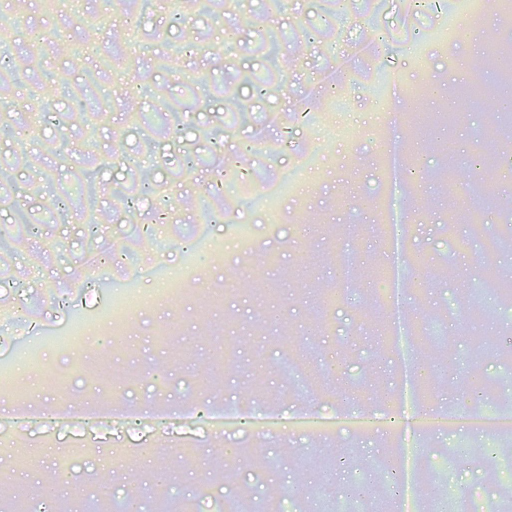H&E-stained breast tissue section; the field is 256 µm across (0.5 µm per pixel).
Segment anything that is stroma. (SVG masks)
I'll return each instance as SVG.
<instances>
[{"instance_id": "35a3bbf8", "label": "stroma", "mask_w": 512, "mask_h": 512, "mask_svg": "<svg viewBox=\"0 0 512 512\" xmlns=\"http://www.w3.org/2000/svg\"><path fill=\"white\" fill-rule=\"evenodd\" d=\"M116 0H77L64 10L29 0H0V22L14 24L21 46L40 36L47 51L43 70L71 81L97 77L85 93L56 96L40 122L34 81L0 92V117L13 126L34 123L25 157L10 175L19 189L53 177L54 191L70 190L64 206L40 212V225L13 254L0 283V310L12 314L0 337V400L29 414L18 431L0 418V491L27 494L47 488L50 508L78 512L79 494L150 502L156 474L168 470L170 491L217 512L221 488L251 489L252 512H266L280 487L289 494L284 512H328L349 478L363 481L371 502L387 483L384 461L412 449L415 467L433 463L447 472L452 494L468 512H492L512 478L496 473L492 457L512 440V403H475L468 391L474 372L512 381V360L483 357L469 337H495L512 345V304L479 290L485 261L512 277V145L503 147L493 179L504 210L495 219L498 251L474 247L456 252L464 224L449 226L454 200L472 179L469 160L481 150L480 130L492 118L464 103L429 95L420 109H449L457 116L448 152L412 150L407 138L412 88L472 78L487 52L512 39V15L479 0H332L334 25L321 17L325 0H231L215 17L187 14L172 21L159 0H147L137 19L135 44L115 41L110 28L125 18ZM354 19L349 49L337 43V23ZM284 31L282 75L264 91L250 90L247 122L234 121L231 103L207 108L208 90L197 87L199 105L181 124L167 123L166 105L181 98L189 76L208 74L210 53L224 56L228 72L245 69L253 56L235 42L246 24ZM472 29L466 40L458 28ZM192 41L178 61L161 67L165 43ZM79 50L78 64L55 55L54 46ZM132 88L135 111L114 95ZM148 118L165 135L164 149L148 154L131 127ZM219 131L220 169L187 164L181 142L188 124ZM403 156L418 154L405 175L408 221L403 258L407 280L401 303L409 336H435L439 346L415 355L419 375L435 377L428 406L438 421L397 427L406 413L398 392V360L390 343L388 287L391 256L383 241L387 161L393 143ZM98 163L91 193L73 190L81 154ZM447 164L456 184L445 190L429 177ZM154 167L165 184L135 194L121 220H101L117 185L130 173ZM213 223H205L204 210ZM100 218L89 231L91 218ZM349 259L354 274L342 278ZM151 266L162 286L149 291L141 270ZM223 303L206 306L209 293ZM493 309L492 318L470 322L471 301ZM218 378L211 404L273 408L288 426L260 432L233 424L214 435L204 419L180 433L132 435L111 428L72 426L87 404L113 408L187 405L198 401L191 385L204 372ZM47 408L65 416L45 421ZM497 419L474 433L472 416ZM261 449L273 465L259 469L243 447ZM109 458H102V448ZM466 456L448 462L452 448ZM222 458L231 479L211 484V464Z\"/></svg>"}]
</instances>
